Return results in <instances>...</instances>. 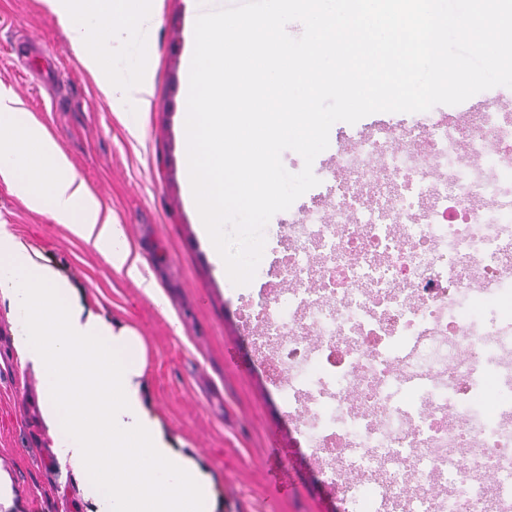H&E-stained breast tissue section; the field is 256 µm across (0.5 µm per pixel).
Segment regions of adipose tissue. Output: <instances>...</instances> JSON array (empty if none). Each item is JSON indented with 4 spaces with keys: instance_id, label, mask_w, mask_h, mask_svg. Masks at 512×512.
Masks as SVG:
<instances>
[{
    "instance_id": "adipose-tissue-1",
    "label": "adipose tissue",
    "mask_w": 512,
    "mask_h": 512,
    "mask_svg": "<svg viewBox=\"0 0 512 512\" xmlns=\"http://www.w3.org/2000/svg\"><path fill=\"white\" fill-rule=\"evenodd\" d=\"M72 33L74 49L103 80L111 108L139 134L146 80L108 79L112 44L148 21L144 0H44ZM0 181L30 210L47 215L104 256L160 310L156 279L145 276L126 228L102 207L45 126L0 88ZM0 307L14 323L22 370L38 382V404L62 472L83 492L85 512H213L212 481L189 454L172 448L146 401L147 344L140 330L112 320L60 270L0 224Z\"/></svg>"
}]
</instances>
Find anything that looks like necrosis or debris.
I'll use <instances>...</instances> for the list:
<instances>
[{"instance_id": "obj_1", "label": "necrosis or debris", "mask_w": 512, "mask_h": 512, "mask_svg": "<svg viewBox=\"0 0 512 512\" xmlns=\"http://www.w3.org/2000/svg\"><path fill=\"white\" fill-rule=\"evenodd\" d=\"M329 216L288 230L252 307L264 364L346 512L512 507V114L431 109L348 141Z\"/></svg>"}]
</instances>
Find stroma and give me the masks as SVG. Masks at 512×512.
<instances>
[{
	"label": "stroma",
	"mask_w": 512,
	"mask_h": 512,
	"mask_svg": "<svg viewBox=\"0 0 512 512\" xmlns=\"http://www.w3.org/2000/svg\"><path fill=\"white\" fill-rule=\"evenodd\" d=\"M240 0H148L158 24L147 42H117L112 71L124 78L149 73L153 95L145 124L132 137L106 101L98 80L78 60L72 34L42 0H0V84L23 101L70 158L78 176L125 224L130 244L158 280L170 306L163 315L141 288L115 272L102 255L46 215L30 211L0 183V221L107 313L135 325L148 343L147 387L166 434L214 481L215 512H342L343 490L309 449L260 364L250 302L281 285L279 260L296 210L325 206L316 186L291 212L273 216L253 281L236 286L221 277L198 234L182 180L184 55L195 15ZM407 113H374L356 124L335 123L329 146L313 162L329 165L345 141L383 125L410 121ZM13 327L0 308V467L16 480L21 512H82L80 490L60 480L40 418L37 381L20 368ZM277 432L292 470L289 483L264 475L269 434Z\"/></svg>",
	"instance_id": "1"
}]
</instances>
